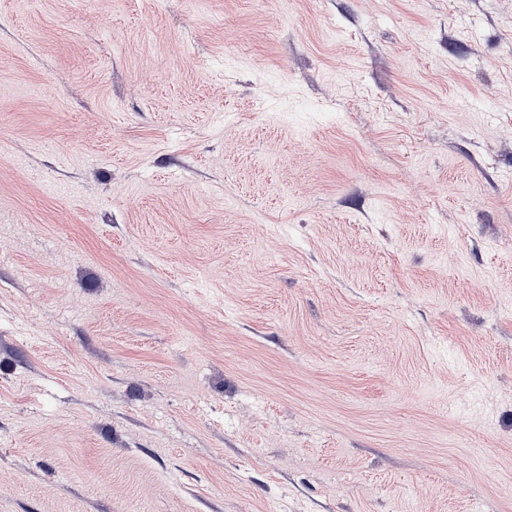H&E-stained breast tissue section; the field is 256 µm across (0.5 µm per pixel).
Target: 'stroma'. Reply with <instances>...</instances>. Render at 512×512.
<instances>
[{
	"instance_id": "35a3bbf8",
	"label": "stroma",
	"mask_w": 512,
	"mask_h": 512,
	"mask_svg": "<svg viewBox=\"0 0 512 512\" xmlns=\"http://www.w3.org/2000/svg\"><path fill=\"white\" fill-rule=\"evenodd\" d=\"M0 512H512V0H0Z\"/></svg>"
}]
</instances>
